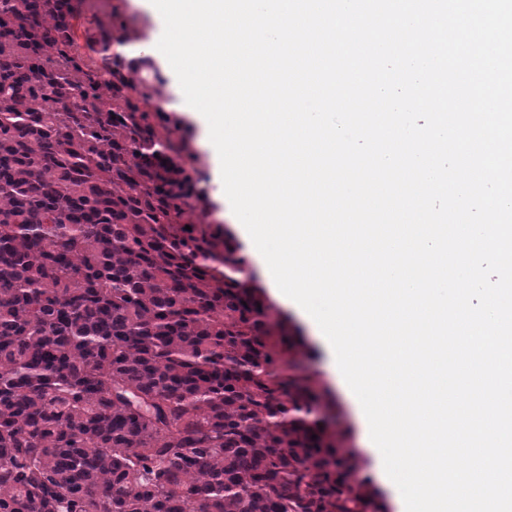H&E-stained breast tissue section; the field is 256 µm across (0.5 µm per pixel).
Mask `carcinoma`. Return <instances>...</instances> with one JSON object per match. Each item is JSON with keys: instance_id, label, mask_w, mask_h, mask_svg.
Segmentation results:
<instances>
[{"instance_id": "obj_1", "label": "carcinoma", "mask_w": 512, "mask_h": 512, "mask_svg": "<svg viewBox=\"0 0 512 512\" xmlns=\"http://www.w3.org/2000/svg\"><path fill=\"white\" fill-rule=\"evenodd\" d=\"M83 6L0 0V512H385Z\"/></svg>"}]
</instances>
